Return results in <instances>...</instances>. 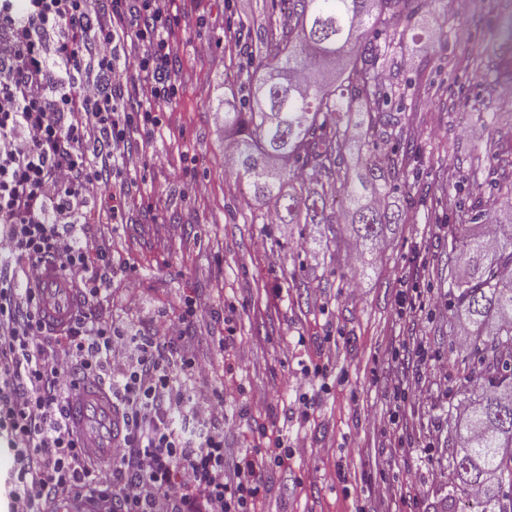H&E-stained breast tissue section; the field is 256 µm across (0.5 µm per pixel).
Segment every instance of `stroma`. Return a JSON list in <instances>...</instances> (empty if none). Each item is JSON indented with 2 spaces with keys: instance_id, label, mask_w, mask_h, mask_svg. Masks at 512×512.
Segmentation results:
<instances>
[{
  "instance_id": "1",
  "label": "stroma",
  "mask_w": 512,
  "mask_h": 512,
  "mask_svg": "<svg viewBox=\"0 0 512 512\" xmlns=\"http://www.w3.org/2000/svg\"><path fill=\"white\" fill-rule=\"evenodd\" d=\"M270 4L177 0L180 96L161 114L165 140L131 135L135 184L112 227V297L99 311L119 329L144 331L179 316L191 291L234 306L232 323L198 327L195 347L215 364L211 385L224 391V443L235 454L266 448L298 412L303 369L329 366L326 388L314 391L307 446L264 473L265 512H376L371 488L384 481L399 491L396 512H461L448 475V426L473 347L443 307L448 227L495 184L512 183L495 165L512 157V106L499 103V83L480 77L496 58L512 61V42L497 32L512 0H434L412 20L394 21L412 190L402 222L354 275L345 225L263 223L264 206L225 162L216 109L239 90L240 56L224 32L263 23ZM200 38L212 46L203 58L194 51ZM169 221L183 224V241L168 236ZM260 237L262 251L254 247ZM413 286L424 307L399 317V296ZM413 333L446 370L423 368L399 409L401 450L372 418L386 410L382 387L399 369L392 355ZM227 334L244 347L241 360L213 344Z\"/></svg>"
}]
</instances>
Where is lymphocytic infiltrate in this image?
<instances>
[{
  "label": "lymphocytic infiltrate",
  "mask_w": 512,
  "mask_h": 512,
  "mask_svg": "<svg viewBox=\"0 0 512 512\" xmlns=\"http://www.w3.org/2000/svg\"><path fill=\"white\" fill-rule=\"evenodd\" d=\"M0 0V441L10 448L7 512H48L99 490L102 512H257L273 449L234 455L209 389L214 365L190 325L213 319L190 293L155 333L122 331L94 307L110 295L109 224L129 191L130 135H164L159 116L180 84L173 0ZM82 297L70 325L43 326L35 290L45 263ZM102 383L123 429L106 459L89 457L67 404Z\"/></svg>",
  "instance_id": "obj_1"
}]
</instances>
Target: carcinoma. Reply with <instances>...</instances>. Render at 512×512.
Returning a JSON list of instances; mask_svg holds the SVG:
<instances>
[{
	"instance_id": "obj_1",
	"label": "carcinoma",
	"mask_w": 512,
	"mask_h": 512,
	"mask_svg": "<svg viewBox=\"0 0 512 512\" xmlns=\"http://www.w3.org/2000/svg\"><path fill=\"white\" fill-rule=\"evenodd\" d=\"M288 6V22L272 13L255 33L240 65L239 98L224 102V128L234 132L238 181L254 199L274 203L275 224H334L349 217L358 260L400 223L408 146L398 140L401 109L394 79L381 72L390 22L426 0H272ZM362 116L373 154L358 169L347 161L348 129ZM345 208L335 211L336 195ZM491 234L452 235L455 272L449 306L472 339L474 370L465 400L460 446L448 469L477 512H512V224L490 223Z\"/></svg>"
}]
</instances>
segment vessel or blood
Listing matches in <instances>:
<instances>
[{
    "instance_id": "b4317fda",
    "label": "vessel or blood",
    "mask_w": 512,
    "mask_h": 512,
    "mask_svg": "<svg viewBox=\"0 0 512 512\" xmlns=\"http://www.w3.org/2000/svg\"><path fill=\"white\" fill-rule=\"evenodd\" d=\"M36 304L44 320L61 325L71 317L77 299L67 278L55 266H47L36 292ZM70 417L81 428L88 448L100 455L110 452L112 403L101 390L80 385L70 400Z\"/></svg>"
}]
</instances>
